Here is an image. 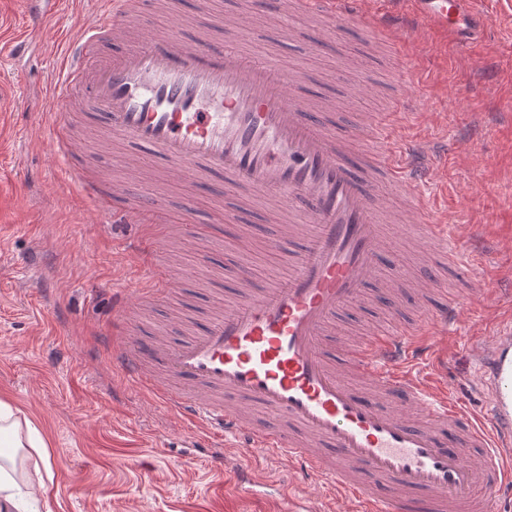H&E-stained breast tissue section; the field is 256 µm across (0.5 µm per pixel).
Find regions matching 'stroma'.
Returning a JSON list of instances; mask_svg holds the SVG:
<instances>
[{
    "label": "stroma",
    "mask_w": 512,
    "mask_h": 512,
    "mask_svg": "<svg viewBox=\"0 0 512 512\" xmlns=\"http://www.w3.org/2000/svg\"><path fill=\"white\" fill-rule=\"evenodd\" d=\"M475 2L485 21L470 45L433 32L408 45L402 58L353 22L340 26L336 45L317 43L316 21L257 11L254 0H149L142 28H165L176 12L183 37L191 40L202 10L236 16L252 25L259 60L313 75L304 102L330 105L350 129L392 111V89L415 101L420 112L405 115V124L423 125L430 142L447 143L450 151L447 172L431 192L462 216L458 234L486 245L477 290L464 301L448 338L435 343L448 354V389L484 412L488 405L471 384L475 367L464 347L485 322L512 315V6L507 0ZM62 52L60 44L44 41L21 61L0 56V110L6 115L0 132L9 139L0 157V400L38 428L48 454L44 460L29 448L17 454V483L46 486L29 512H277L276 492L255 500L232 489L209 471L204 446L184 447L182 424L108 364L104 334L113 328L112 293L134 279L127 245L139 228L101 222L93 203L76 190L72 169L89 166L102 182L124 184L134 201L159 203L171 218L184 202L193 206L197 229L160 252L175 288L163 302L138 308V333L156 340L200 332L236 300L239 287L221 273L226 262L248 268L259 287L287 275V258L267 246L271 234L285 231L282 213L243 193L227 198L219 175L183 182L118 163L132 147L99 139L97 112L75 125L82 153L54 155L44 136L54 115L43 88ZM224 205L242 215L230 237L209 222ZM403 207L398 197L383 205L398 219L387 231V245L399 247L400 259L422 279L426 256ZM202 258L213 274L187 279ZM405 291L409 300L396 316L403 321L434 300L430 289L409 284ZM396 317L380 300L367 298L325 342L344 345L364 327L387 326ZM226 453L256 460L260 475L288 486L308 512H350V503L331 502L323 486L300 479L287 459L233 446Z\"/></svg>",
    "instance_id": "stroma-1"
}]
</instances>
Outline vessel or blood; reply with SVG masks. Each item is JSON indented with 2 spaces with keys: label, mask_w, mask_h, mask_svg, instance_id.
<instances>
[{
  "label": "vessel or blood",
  "mask_w": 512,
  "mask_h": 512,
  "mask_svg": "<svg viewBox=\"0 0 512 512\" xmlns=\"http://www.w3.org/2000/svg\"><path fill=\"white\" fill-rule=\"evenodd\" d=\"M26 2L25 24L0 42V51L14 59L34 39L62 35L46 21L64 0ZM96 3L91 22L57 63L51 151L66 157L77 151L72 117L96 105L105 111L102 135L150 150L165 161L167 176L222 174L225 193L276 198L289 223L312 227L288 252L287 277L243 292L203 333L182 341L139 340L128 296L115 293L120 329L112 340L113 368L188 421L187 438L205 435L214 446L210 469L232 474L250 495L261 486L254 464L224 451L237 439L288 458L305 478L325 479L355 512H495V492L512 483V324L489 326L467 344L489 395L485 419L433 376L414 370L431 352V337L447 334L459 300L441 299L420 325L371 331L339 348L322 344L373 281L390 288L410 280L406 266L380 268L385 232L372 202L382 196H406L423 242L443 255L449 274L473 282L481 252L452 233L445 212L425 195L443 169L429 141L398 137L386 117L358 133L376 150L353 163L358 134L332 126L328 113L310 111L295 98L302 74L255 60L250 25L206 12L204 38L185 41L175 22L139 47L128 37L140 27L142 0ZM409 3L411 22L397 28L381 7L358 13V0H292L295 12L336 25L358 16L395 49L433 27L459 40L474 24L472 0ZM112 42L125 44V51L102 53ZM73 173L101 218L118 214L138 224L129 245L144 273L136 294L165 299L172 274L156 255L171 227L162 209L132 203L124 187L102 183L84 168ZM351 375L368 381L369 390L350 385ZM403 400L423 408L427 422L408 421L399 410ZM248 408L275 417L276 425L245 416Z\"/></svg>",
  "instance_id": "b4317fda"
}]
</instances>
